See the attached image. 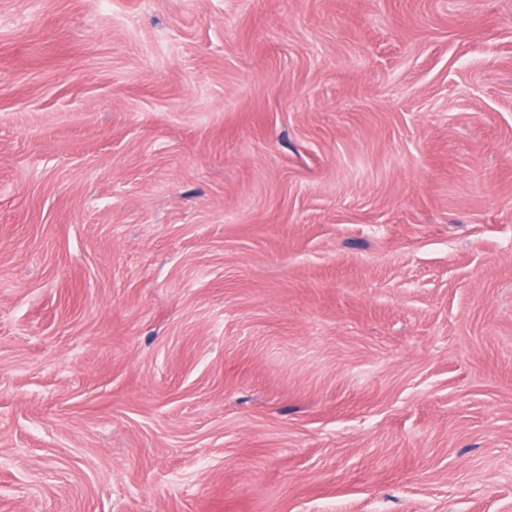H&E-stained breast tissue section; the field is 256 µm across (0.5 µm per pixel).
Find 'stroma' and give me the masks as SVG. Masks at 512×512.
I'll list each match as a JSON object with an SVG mask.
<instances>
[{
  "label": "stroma",
  "instance_id": "35a3bbf8",
  "mask_svg": "<svg viewBox=\"0 0 512 512\" xmlns=\"http://www.w3.org/2000/svg\"><path fill=\"white\" fill-rule=\"evenodd\" d=\"M0 512H512V0H0Z\"/></svg>",
  "mask_w": 512,
  "mask_h": 512
}]
</instances>
